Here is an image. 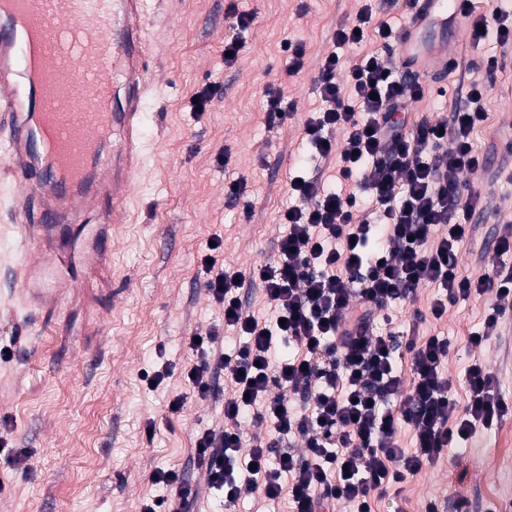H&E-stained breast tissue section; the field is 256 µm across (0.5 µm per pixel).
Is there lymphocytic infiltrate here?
Here are the masks:
<instances>
[{"label": "lymphocytic infiltrate", "mask_w": 512, "mask_h": 512, "mask_svg": "<svg viewBox=\"0 0 512 512\" xmlns=\"http://www.w3.org/2000/svg\"><path fill=\"white\" fill-rule=\"evenodd\" d=\"M371 26L392 41L391 25L363 0L354 19L331 34L314 79L321 107L303 125L321 163L289 182L293 202L281 214L276 260L227 267L206 282L224 309V326L193 344L198 361L187 377L202 399L214 395L216 379L224 381V420L197 431L194 444L226 512L245 492L271 506L287 502L291 512H328L335 501L370 512L373 495L512 412L496 374L478 361L467 371L466 405L451 398L447 339L401 343L374 331L379 312L435 283L441 292L428 310L437 319L458 300L493 296L482 331L471 338L483 345L512 314V271L475 279L459 272V244L481 205L462 176L483 165L470 136L484 119L479 103L487 85H471L470 108L454 111L450 123L411 120L408 106L426 90L400 78L394 59L371 53L348 66L341 61V50L360 44ZM329 159L348 193L326 187L322 163ZM356 272L363 286L355 292ZM250 287L259 288L264 312L244 304ZM229 331L245 339L232 353L223 346ZM402 348L407 377L396 367ZM249 424L266 426L267 437L248 436ZM402 426L414 435L413 450L397 438ZM292 437L302 453L285 449ZM152 479L170 495L143 512H191L195 495L182 473L160 470Z\"/></svg>", "instance_id": "1"}]
</instances>
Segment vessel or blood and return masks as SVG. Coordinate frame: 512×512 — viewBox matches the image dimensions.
I'll return each mask as SVG.
<instances>
[{
	"label": "vessel or blood",
	"instance_id": "vessel-or-blood-1",
	"mask_svg": "<svg viewBox=\"0 0 512 512\" xmlns=\"http://www.w3.org/2000/svg\"><path fill=\"white\" fill-rule=\"evenodd\" d=\"M461 0H420L401 30L409 70L425 68L435 32ZM145 0H0V140L12 177L24 259L21 298L33 312L83 303L111 276L112 225L140 165L151 71Z\"/></svg>",
	"mask_w": 512,
	"mask_h": 512
}]
</instances>
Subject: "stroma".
Masks as SVG:
<instances>
[{"label":"stroma","mask_w":512,"mask_h":512,"mask_svg":"<svg viewBox=\"0 0 512 512\" xmlns=\"http://www.w3.org/2000/svg\"><path fill=\"white\" fill-rule=\"evenodd\" d=\"M153 72L144 104V166L128 202L124 224L112 232V299L103 318L100 343L84 346L63 337L65 322L33 315L19 302L16 274L23 257L13 217L12 180L0 166V347L12 358L0 362V438L32 453L26 464L0 458V512H142L162 496L151 480L155 469L182 472L197 492L194 512H225L220 492L210 489L204 468L194 459L196 429L218 425L224 404L199 400L186 379L197 356L189 336L222 326L224 310L210 298L203 264L249 267L275 261L280 214L291 176L310 151L303 122L320 101L314 78L329 51V34L357 8L355 0H147ZM252 11L257 19L244 34L234 65L224 63L230 8ZM302 44V69L289 73L287 43ZM453 72L433 69L421 78L428 95L412 112L432 121L450 118L467 104L471 84L489 83L481 102L484 120L471 134L484 165L465 174L483 201L470 219L460 245V271L472 278L503 261L497 256L504 225H512V44L495 32L473 41L465 20L448 29ZM498 62L488 72V59ZM223 93L205 111L193 104L206 84ZM280 93L294 105L290 119L266 123V94ZM228 154L220 164L219 154ZM245 186L239 204H228L233 180ZM216 251H208L211 238ZM438 293L423 285L416 302L399 301L382 311L376 330L402 332L415 311L426 310ZM491 296L449 305L441 319L427 316L420 336L448 339L444 373L457 404H466V373L480 361L498 376L512 402V316L497 336L478 348ZM172 374L158 386L148 377L161 367ZM185 396L181 412L169 410ZM512 446V416L478 433L461 448L448 450L438 466L423 468L397 489L374 496L372 512H421L425 499H438L452 512L463 497L470 512H512V500L499 486L512 477V461L495 465L492 448Z\"/></svg>","instance_id":"35a3bbf8"}]
</instances>
